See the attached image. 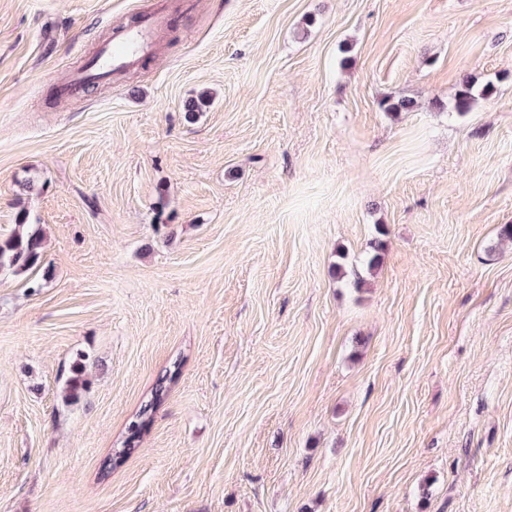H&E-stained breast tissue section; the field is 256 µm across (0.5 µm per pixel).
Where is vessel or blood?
<instances>
[{
	"mask_svg": "<svg viewBox=\"0 0 512 512\" xmlns=\"http://www.w3.org/2000/svg\"><path fill=\"white\" fill-rule=\"evenodd\" d=\"M165 21V16L151 14L126 27L99 48L92 66L82 68L67 79L66 93L79 95L86 85L108 80L113 73L132 68L141 57L151 54L155 34Z\"/></svg>",
	"mask_w": 512,
	"mask_h": 512,
	"instance_id": "vessel-or-blood-1",
	"label": "vessel or blood"
}]
</instances>
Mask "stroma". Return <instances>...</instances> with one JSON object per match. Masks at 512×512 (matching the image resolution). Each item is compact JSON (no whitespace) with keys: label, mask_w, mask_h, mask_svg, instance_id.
<instances>
[{"label":"stroma","mask_w":512,"mask_h":512,"mask_svg":"<svg viewBox=\"0 0 512 512\" xmlns=\"http://www.w3.org/2000/svg\"><path fill=\"white\" fill-rule=\"evenodd\" d=\"M465 75L494 93L461 115ZM23 209L0 512H512V0H0V238ZM165 22V16L151 14L126 27L99 48L92 67L82 68L67 79L66 93L78 96L86 85L109 80L113 73L132 68L141 57L151 54L155 34ZM44 252V235L40 225L31 224L29 213L20 210L15 228L4 240L0 239V275L26 277L28 288L36 291L41 284L32 274L41 267ZM180 368V363L174 362L156 380L150 396L145 400L139 412L130 421L127 436L119 443L117 448H112L111 454L104 460L101 473L106 477L112 471L116 463L124 461L132 456L140 445L142 435L148 430L156 408L167 397L170 384L174 380ZM85 376V363L80 362L71 369V375L65 381L64 398L67 402H77L81 395L89 388Z\"/></svg>","instance_id":"stroma-1"}]
</instances>
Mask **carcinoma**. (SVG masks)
<instances>
[{"label":"carcinoma","mask_w":512,"mask_h":512,"mask_svg":"<svg viewBox=\"0 0 512 512\" xmlns=\"http://www.w3.org/2000/svg\"><path fill=\"white\" fill-rule=\"evenodd\" d=\"M493 87L487 85L481 90L474 89V83L469 77H464L455 96L454 108L463 113L471 109L480 95L487 98L492 95ZM211 102V93L207 90L199 92L194 98L185 104V119L194 122L200 113L206 111ZM44 252V235L38 224L29 221V213L22 209L18 212L15 228L4 240L0 239V274L5 272L14 277L23 276L29 288L33 291L41 287V284L32 278V274L41 267ZM180 368L175 362L172 367L165 370L156 380L150 396L145 400L139 412L130 421L127 436L112 449L111 454L104 460L101 473L106 477L112 471L116 463L132 456L140 445L142 435L148 430L156 408L167 397L170 384L174 380ZM89 388V382L85 378V363L80 362L71 369V375L65 381L64 398L73 403L80 399L81 395Z\"/></svg>","instance_id":"1"}]
</instances>
